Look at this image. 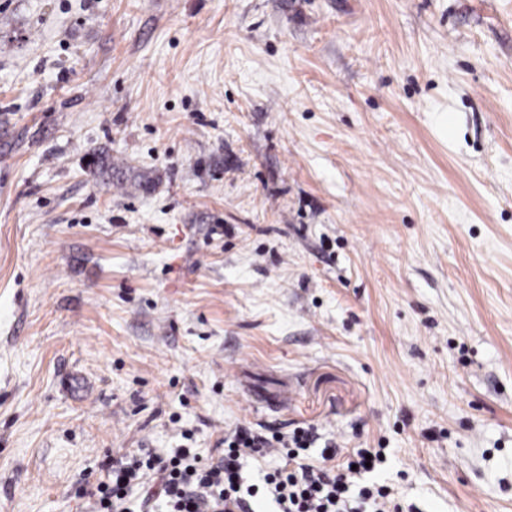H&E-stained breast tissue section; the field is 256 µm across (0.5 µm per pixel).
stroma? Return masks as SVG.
<instances>
[{
  "label": "stroma",
  "instance_id": "35a3bbf8",
  "mask_svg": "<svg viewBox=\"0 0 512 512\" xmlns=\"http://www.w3.org/2000/svg\"><path fill=\"white\" fill-rule=\"evenodd\" d=\"M242 426L512 512V0H0V512Z\"/></svg>",
  "mask_w": 512,
  "mask_h": 512
}]
</instances>
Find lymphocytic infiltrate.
Returning a JSON list of instances; mask_svg holds the SVG:
<instances>
[{"instance_id": "obj_1", "label": "lymphocytic infiltrate", "mask_w": 512, "mask_h": 512, "mask_svg": "<svg viewBox=\"0 0 512 512\" xmlns=\"http://www.w3.org/2000/svg\"><path fill=\"white\" fill-rule=\"evenodd\" d=\"M183 437L184 445L167 454L131 451L105 465L101 481L80 490V497L91 500L94 512H136L129 494L151 482L165 512H257L265 500L275 512H403L387 485L358 482L369 467L383 463L382 451L358 450L353 461L333 468L329 462L335 454L328 446L321 451V464L310 462L313 437L308 430L285 437L239 428L225 436L222 457L205 464L187 444L191 432ZM270 448L285 449L286 466L265 474L262 486L245 484L244 459Z\"/></svg>"}]
</instances>
